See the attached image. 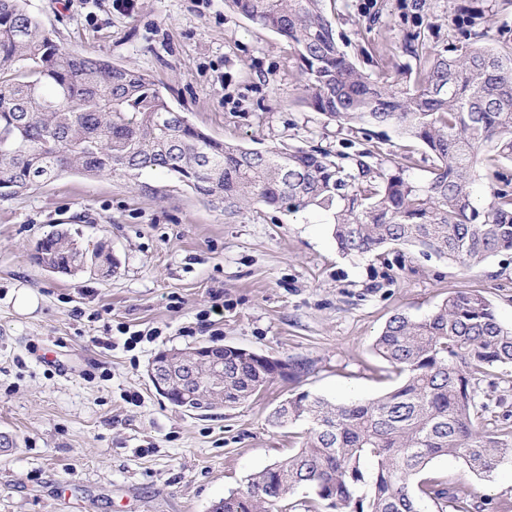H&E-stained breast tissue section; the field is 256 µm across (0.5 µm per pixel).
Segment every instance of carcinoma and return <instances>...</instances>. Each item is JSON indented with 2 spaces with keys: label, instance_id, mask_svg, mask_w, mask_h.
Instances as JSON below:
<instances>
[{
  "label": "carcinoma",
  "instance_id": "obj_1",
  "mask_svg": "<svg viewBox=\"0 0 512 512\" xmlns=\"http://www.w3.org/2000/svg\"><path fill=\"white\" fill-rule=\"evenodd\" d=\"M324 0H225L234 12L288 40L304 80L302 101L362 130L392 126L432 155L430 179L415 184L357 154L301 147L250 149L217 140L175 111L150 75L56 43L27 0H0V196L64 173L89 176L146 170L176 176L197 195L232 210L240 204L334 216L332 234L346 256L386 259L413 247L471 268L512 252V56L481 42L470 25L456 41L431 40L428 0H416V29L403 47L419 63L405 87L372 79L336 40ZM493 170L490 201L474 199V173ZM33 259L64 274L115 272L104 243L83 249L65 231L40 239ZM376 354L399 383L366 401L335 404L301 392L271 414L275 427L306 425L287 458L250 475L211 512H288V496L308 494L306 512H419L431 500L453 512L482 508L475 494L422 476L452 456L482 477L512 455V416L479 414L475 386L512 365V329L479 290L448 296L417 320L394 314ZM299 361H270L224 348V407L258 394L274 376L293 379Z\"/></svg>",
  "mask_w": 512,
  "mask_h": 512
}]
</instances>
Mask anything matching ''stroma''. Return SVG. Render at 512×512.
<instances>
[{
  "label": "stroma",
  "mask_w": 512,
  "mask_h": 512,
  "mask_svg": "<svg viewBox=\"0 0 512 512\" xmlns=\"http://www.w3.org/2000/svg\"><path fill=\"white\" fill-rule=\"evenodd\" d=\"M495 9L492 46L512 53V0H430L434 39L451 41L457 6ZM339 45L371 77L412 72L402 49L414 0H325ZM53 39L72 51L150 74L172 107L206 134L251 149L275 144L354 154L417 183L431 162L394 128L351 132L301 104L293 47L230 11L224 0H28ZM333 217L227 212L161 171L65 174L0 198V512H210L249 475L299 448L303 426L269 425L272 410L308 392L335 403L395 384L373 342L391 316L422 318L448 295L478 289L512 328V252L466 271L418 249L386 259L345 256ZM67 230L84 247L109 241L114 274L56 273L32 253ZM39 305L18 313L20 291ZM224 312L214 315V304ZM154 340L127 347L136 331ZM231 345L306 369L274 379L231 409L185 413L152 386L167 349ZM138 403H129V395ZM428 476L494 503L512 490V461L485 478L451 456Z\"/></svg>",
  "instance_id": "1"
}]
</instances>
